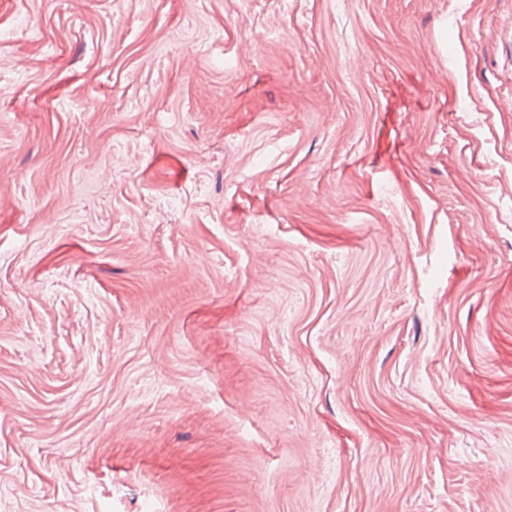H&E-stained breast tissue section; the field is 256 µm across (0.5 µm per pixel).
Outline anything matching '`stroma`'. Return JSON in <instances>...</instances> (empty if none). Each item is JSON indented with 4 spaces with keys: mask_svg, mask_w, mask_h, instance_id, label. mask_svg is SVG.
<instances>
[{
    "mask_svg": "<svg viewBox=\"0 0 512 512\" xmlns=\"http://www.w3.org/2000/svg\"><path fill=\"white\" fill-rule=\"evenodd\" d=\"M4 487L512 512V0H0Z\"/></svg>",
    "mask_w": 512,
    "mask_h": 512,
    "instance_id": "35a3bbf8",
    "label": "stroma"
}]
</instances>
